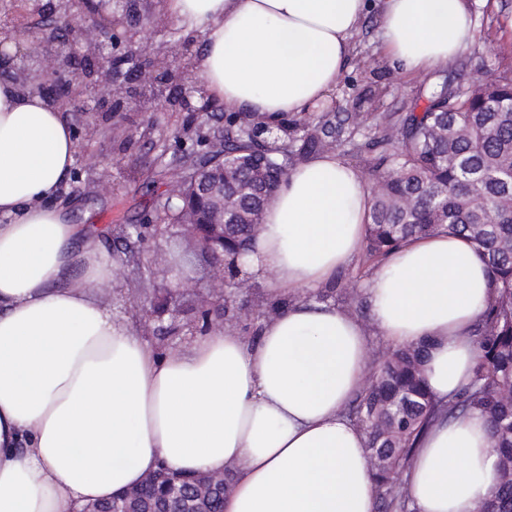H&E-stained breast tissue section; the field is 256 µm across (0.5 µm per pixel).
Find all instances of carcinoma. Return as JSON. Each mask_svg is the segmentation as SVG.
<instances>
[{
    "label": "carcinoma",
    "mask_w": 512,
    "mask_h": 512,
    "mask_svg": "<svg viewBox=\"0 0 512 512\" xmlns=\"http://www.w3.org/2000/svg\"><path fill=\"white\" fill-rule=\"evenodd\" d=\"M312 122V134L288 135V156L268 154L271 165L290 169L324 151L364 153L358 171L371 185L372 204L363 252L374 262L417 235L467 236L487 264L493 297L478 317L477 358L470 382L443 403L427 390V345L395 347L371 368L368 384L349 407L365 431L376 460L379 512H405L408 497L399 473L410 462L416 440L431 421H453L479 410L491 426V451L501 479L494 496L475 512H512V72L495 74L482 88L436 85L418 112H367L362 125L347 112L288 116ZM253 146L226 139L224 166L243 168ZM189 183H168L167 208L156 218L174 224ZM239 205L228 213V252L246 254L259 227L258 211L271 196L248 177L233 188ZM320 298L357 302L340 283ZM170 506L181 509L197 491V478L183 476Z\"/></svg>",
    "instance_id": "1"
}]
</instances>
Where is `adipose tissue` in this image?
Returning a JSON list of instances; mask_svg holds the SVG:
<instances>
[{
  "label": "adipose tissue",
  "mask_w": 512,
  "mask_h": 512,
  "mask_svg": "<svg viewBox=\"0 0 512 512\" xmlns=\"http://www.w3.org/2000/svg\"><path fill=\"white\" fill-rule=\"evenodd\" d=\"M373 6L386 58L412 76L472 37L466 0H165L203 35L190 69L208 94L273 120L327 100ZM76 152L56 103L0 81V512H81L162 467L229 472L224 512H377L366 436L347 415L367 336L427 344L428 390L457 393L492 293L473 243L418 236L390 251L366 283L370 323L316 300L361 253L370 190L338 152L314 155L242 259L280 308L258 340L227 327L156 351L97 298L113 279L99 232L52 203ZM405 477L412 512H473L499 484L485 416L433 425Z\"/></svg>",
  "instance_id": "1"
}]
</instances>
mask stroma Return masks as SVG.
<instances>
[{"label": "stroma", "mask_w": 512, "mask_h": 512, "mask_svg": "<svg viewBox=\"0 0 512 512\" xmlns=\"http://www.w3.org/2000/svg\"><path fill=\"white\" fill-rule=\"evenodd\" d=\"M473 38L456 63L410 79L381 55L382 30L376 14H368L353 42L357 58L341 77L330 105L340 111L404 112L420 91L442 82L451 84L489 78L512 69V0H468ZM386 86L380 102L365 105L358 98L371 83ZM66 118L76 132L77 153L69 177L55 199L72 223L102 227L139 223L143 210L164 191L162 160H173L187 115L183 112L95 111L91 101L78 100ZM189 256L183 272L206 285L212 269L193 256L188 243L163 236L152 240L140 260H128L117 291L101 303L114 317L140 326L133 298L154 296L165 288L173 253Z\"/></svg>", "instance_id": "35a3bbf8"}]
</instances>
